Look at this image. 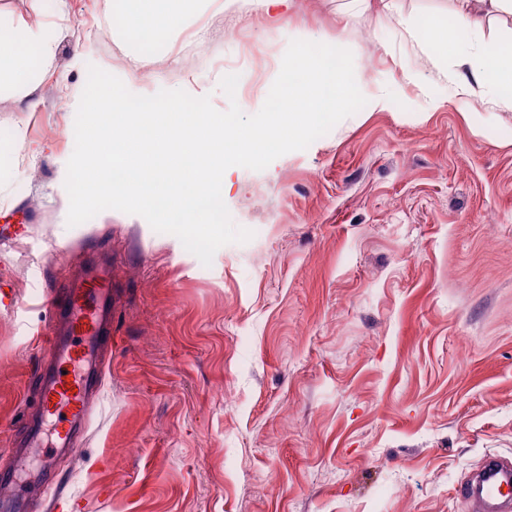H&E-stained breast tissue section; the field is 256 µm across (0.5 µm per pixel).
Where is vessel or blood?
Returning <instances> with one entry per match:
<instances>
[{"label":"vessel or blood","mask_w":512,"mask_h":512,"mask_svg":"<svg viewBox=\"0 0 512 512\" xmlns=\"http://www.w3.org/2000/svg\"><path fill=\"white\" fill-rule=\"evenodd\" d=\"M51 357L36 375L40 428L28 430L26 454L14 471L0 477V512H26L28 484L22 481L29 453L53 457L72 452L101 391L100 365L112 343L116 315L112 289V251L99 249L82 275L65 279L48 300ZM459 492L482 512H512V459L491 456L463 479Z\"/></svg>","instance_id":"vessel-or-blood-1"}]
</instances>
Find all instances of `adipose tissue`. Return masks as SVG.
<instances>
[{
	"mask_svg": "<svg viewBox=\"0 0 512 512\" xmlns=\"http://www.w3.org/2000/svg\"><path fill=\"white\" fill-rule=\"evenodd\" d=\"M129 17V27L143 43L177 26L191 0H137ZM459 31L442 34L427 24L415 26L414 37L422 44H436L441 53L458 57L465 74L452 80L460 96L476 95L485 86H494L503 106L512 108V57L466 51L460 30H477L490 13L512 14V0H454ZM57 35L42 26H17L0 19V90L31 91L37 75L34 64H49L56 51Z\"/></svg>",
	"mask_w": 512,
	"mask_h": 512,
	"instance_id": "adipose-tissue-1",
	"label": "adipose tissue"
}]
</instances>
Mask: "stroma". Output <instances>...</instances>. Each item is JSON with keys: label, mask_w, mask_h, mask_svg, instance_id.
Returning <instances> with one entry per match:
<instances>
[{"label": "stroma", "mask_w": 512, "mask_h": 512, "mask_svg": "<svg viewBox=\"0 0 512 512\" xmlns=\"http://www.w3.org/2000/svg\"><path fill=\"white\" fill-rule=\"evenodd\" d=\"M191 0L142 45L129 0H0L55 30L31 95L0 92V443L33 406L45 295L111 246L112 356L81 448L39 460L75 512H472L457 493L512 457V109L450 95L451 0ZM349 49L368 101L307 149L224 174L253 231L204 266L171 234L108 209L68 226L73 103L89 65L220 111L264 104L291 40ZM242 87L227 97L228 67ZM385 96V108L370 101ZM20 228L19 235L8 225Z\"/></svg>", "instance_id": "1"}]
</instances>
